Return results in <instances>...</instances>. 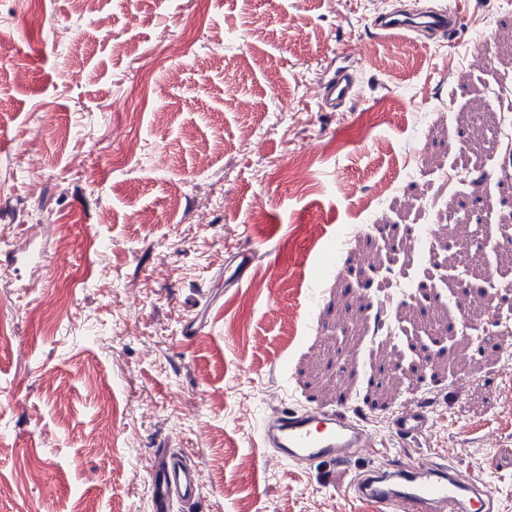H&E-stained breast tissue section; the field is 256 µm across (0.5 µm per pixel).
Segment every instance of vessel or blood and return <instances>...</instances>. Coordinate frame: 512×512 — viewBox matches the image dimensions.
Masks as SVG:
<instances>
[{
	"mask_svg": "<svg viewBox=\"0 0 512 512\" xmlns=\"http://www.w3.org/2000/svg\"><path fill=\"white\" fill-rule=\"evenodd\" d=\"M457 12L435 9L426 18L427 29L449 35L455 29ZM374 28L382 36L417 33L415 23L397 13L376 18ZM356 80L350 66L340 65L323 82L320 96L325 108L336 111L355 97ZM431 416L425 407L407 406L393 412L395 434L412 438L427 431ZM264 447L276 449L282 460L300 463L325 460L346 465L373 440L360 419L341 408L322 405L278 410L262 428ZM152 512H171L173 502L194 503L199 495L196 472L166 451L155 452L150 465ZM356 495L378 506L380 512H488L490 493L459 472L424 462L409 461L386 472L367 468L355 478Z\"/></svg>",
	"mask_w": 512,
	"mask_h": 512,
	"instance_id": "obj_1",
	"label": "vessel or blood"
}]
</instances>
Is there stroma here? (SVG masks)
Returning a JSON list of instances; mask_svg holds the SVG:
<instances>
[{
	"instance_id": "35a3bbf8",
	"label": "stroma",
	"mask_w": 512,
	"mask_h": 512,
	"mask_svg": "<svg viewBox=\"0 0 512 512\" xmlns=\"http://www.w3.org/2000/svg\"><path fill=\"white\" fill-rule=\"evenodd\" d=\"M457 2L439 43L379 37L378 0H102L98 25L0 0V512H150L158 448L198 473L174 512H375L353 477L406 460L512 512V318L459 302L512 265V0ZM348 60L356 98L319 108ZM466 144L482 172L459 169ZM390 236L422 262L389 264ZM449 237L475 263L414 304ZM243 246L260 258L240 281ZM425 322L487 351L459 333L412 375L401 329ZM338 400L375 442L350 468L261 460L267 415ZM415 403L433 423L401 438L386 417Z\"/></svg>"
}]
</instances>
